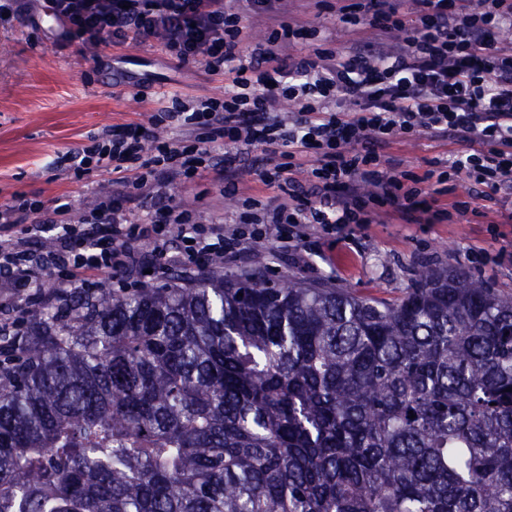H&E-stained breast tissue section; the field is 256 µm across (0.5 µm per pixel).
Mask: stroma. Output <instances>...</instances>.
Segmentation results:
<instances>
[{"instance_id":"1","label":"stroma","mask_w":512,"mask_h":512,"mask_svg":"<svg viewBox=\"0 0 512 512\" xmlns=\"http://www.w3.org/2000/svg\"><path fill=\"white\" fill-rule=\"evenodd\" d=\"M294 14L328 37L329 47L349 52L354 40H372L369 27L350 32L337 24L333 12L304 0ZM57 20L41 29L20 18L0 25V207L25 196L40 200L45 210L29 216L32 224L46 221V212L68 204L64 219L77 223L112 186L111 174L76 177L53 166L62 153L82 148L91 135L116 125L147 122L166 106L170 96L220 97L224 78L204 67H184L158 43L131 42L121 47L87 48L75 40L56 45ZM146 82L143 96H134L130 79ZM456 139L442 142L427 136L395 141L391 163L417 179L423 191L434 181L436 162L463 151ZM182 207L199 222L221 224L237 214L238 196L225 195L223 184L209 175L171 186ZM448 198L468 203L469 211L453 221L405 224L377 212L372 223L346 228L342 237L311 236L304 247L268 240L251 244L244 264L228 262L225 273L242 266L257 267L271 282L297 278L308 283L328 281L363 297L400 298L411 288L422 266L455 267L486 281L505 298L512 297V223L492 236L481 202L471 200L462 181L448 185Z\"/></svg>"}]
</instances>
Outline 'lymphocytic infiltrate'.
I'll return each mask as SVG.
<instances>
[{
  "mask_svg": "<svg viewBox=\"0 0 512 512\" xmlns=\"http://www.w3.org/2000/svg\"><path fill=\"white\" fill-rule=\"evenodd\" d=\"M283 0H48L61 23V41L91 47L160 41L180 64H200L224 77V94L172 97L148 129L128 124L69 151L56 166L84 176L115 173L110 194L79 224L62 225L52 247L36 253L43 224L26 223L35 205L0 209V281L31 289V304L66 305L78 292L134 276L146 264L161 271L201 267L203 257L241 258L249 244L274 238L301 243L311 234L333 237L349 224H368L375 207L409 224L430 212L464 216L467 206L443 207L437 195L408 184L385 151L399 138L455 135L467 149L437 176L460 178L475 199L495 200L512 189V0H336L337 22L369 26L379 41L351 53L315 48L284 55L280 48L314 40L317 29L290 22ZM269 23L264 41L251 42V18ZM295 109L284 119L283 103ZM177 129L172 139L151 127ZM223 142L224 155L214 145ZM264 163L257 179L275 204L240 201L237 221L202 224L167 204L158 220L138 224L127 202L149 203L170 186L210 172L225 194L238 190L241 156ZM370 191H362V184ZM179 247H172V240ZM52 292H40L44 277Z\"/></svg>",
  "mask_w": 512,
  "mask_h": 512,
  "instance_id": "obj_1",
  "label": "lymphocytic infiltrate"
}]
</instances>
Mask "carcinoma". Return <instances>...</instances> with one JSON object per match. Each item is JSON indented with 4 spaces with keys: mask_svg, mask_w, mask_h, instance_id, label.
Listing matches in <instances>:
<instances>
[{
    "mask_svg": "<svg viewBox=\"0 0 512 512\" xmlns=\"http://www.w3.org/2000/svg\"><path fill=\"white\" fill-rule=\"evenodd\" d=\"M0 354V512H512V300L462 270L386 301L216 261Z\"/></svg>",
    "mask_w": 512,
    "mask_h": 512,
    "instance_id": "carcinoma-1",
    "label": "carcinoma"
}]
</instances>
